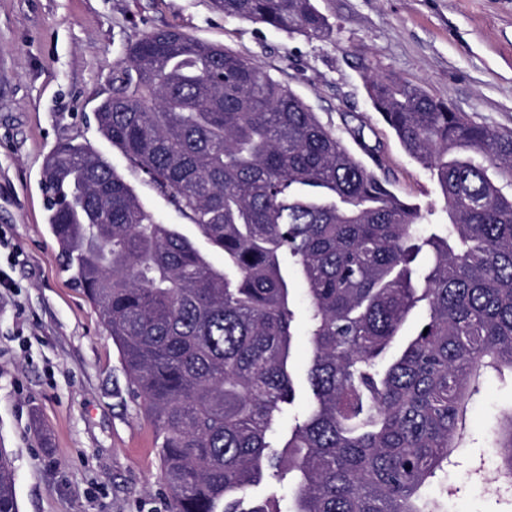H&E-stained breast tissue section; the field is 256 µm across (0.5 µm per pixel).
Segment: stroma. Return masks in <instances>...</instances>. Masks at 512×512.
I'll return each mask as SVG.
<instances>
[{"mask_svg": "<svg viewBox=\"0 0 512 512\" xmlns=\"http://www.w3.org/2000/svg\"><path fill=\"white\" fill-rule=\"evenodd\" d=\"M333 28L308 38L224 18L211 0H0V454L19 512H168L156 434L112 339L74 286L46 222L41 169L75 140L106 157L142 203L191 238L190 219L102 135L94 113L112 94L126 48L177 26L264 66L346 145L376 148L393 189L442 220L429 172L374 111L365 78L422 86L457 112L512 131V0H313ZM512 406V372L485 370L465 440L440 479L456 512H512L490 496L494 414Z\"/></svg>", "mask_w": 512, "mask_h": 512, "instance_id": "1", "label": "stroma"}]
</instances>
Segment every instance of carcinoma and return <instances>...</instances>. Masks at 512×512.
Wrapping results in <instances>:
<instances>
[{
    "mask_svg": "<svg viewBox=\"0 0 512 512\" xmlns=\"http://www.w3.org/2000/svg\"><path fill=\"white\" fill-rule=\"evenodd\" d=\"M211 3L308 38L332 32L312 0ZM366 85L437 183L447 223L422 228L428 215L262 65L177 27L128 47L97 121L224 269L89 146L63 142L43 161L47 224L156 428L169 512H448V491L432 488L473 382L512 370V131L389 75ZM298 289L309 404L275 445L296 395ZM490 438L495 481L512 486V412ZM265 480L288 484L287 507L249 498ZM0 512H18L2 457Z\"/></svg>",
    "mask_w": 512,
    "mask_h": 512,
    "instance_id": "1",
    "label": "carcinoma"
}]
</instances>
